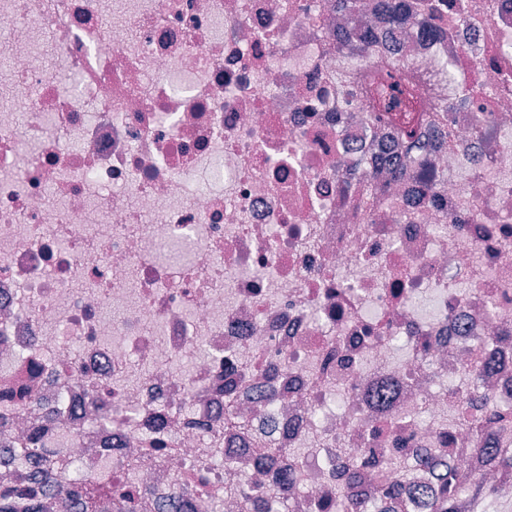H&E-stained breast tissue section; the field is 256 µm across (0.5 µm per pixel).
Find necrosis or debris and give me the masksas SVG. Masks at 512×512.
I'll return each instance as SVG.
<instances>
[{"mask_svg":"<svg viewBox=\"0 0 512 512\" xmlns=\"http://www.w3.org/2000/svg\"><path fill=\"white\" fill-rule=\"evenodd\" d=\"M359 2L0 0V449L50 462L0 512H120L131 468L144 512H325L423 449L512 495V0ZM380 92L382 103L380 102L379 105L374 106L375 112L369 113L367 122L376 123L386 117L385 123L396 126L404 135L405 141L416 139L415 126H418V124L413 96L402 90L400 98L394 99L391 97L385 81Z\"/></svg>","mask_w":512,"mask_h":512,"instance_id":"1","label":"necrosis or debris"}]
</instances>
